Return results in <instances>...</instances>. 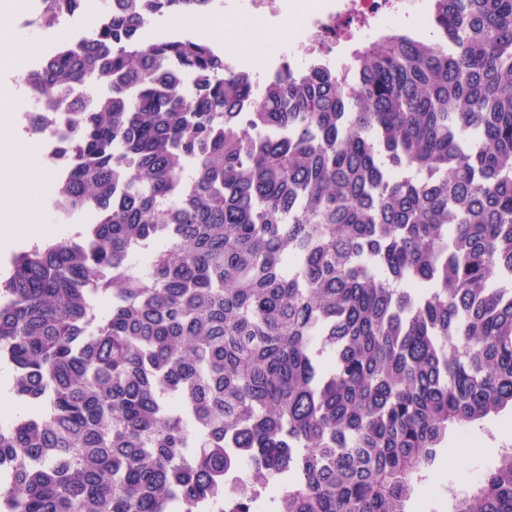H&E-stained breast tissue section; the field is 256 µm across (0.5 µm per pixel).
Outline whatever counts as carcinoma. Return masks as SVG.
I'll use <instances>...</instances> for the list:
<instances>
[{
    "label": "carcinoma",
    "mask_w": 512,
    "mask_h": 512,
    "mask_svg": "<svg viewBox=\"0 0 512 512\" xmlns=\"http://www.w3.org/2000/svg\"><path fill=\"white\" fill-rule=\"evenodd\" d=\"M215 2L106 0L27 74L106 87L61 113L53 190L96 222L0 283V512H408L449 433L512 418V0L260 82L142 37ZM494 455L449 512H512ZM95 2L89 0L87 5L92 2V6L88 9H92L94 14L92 16V20L90 23H83L82 25L77 21L79 16L85 14L86 10L77 11L74 13H63L60 15L57 23L50 27V30L53 34L57 35V33H63L68 35L67 43L76 44L84 37H87L88 34L95 30L104 27L108 23L109 15L105 8L101 6V0H94Z\"/></svg>",
    "instance_id": "obj_1"
}]
</instances>
